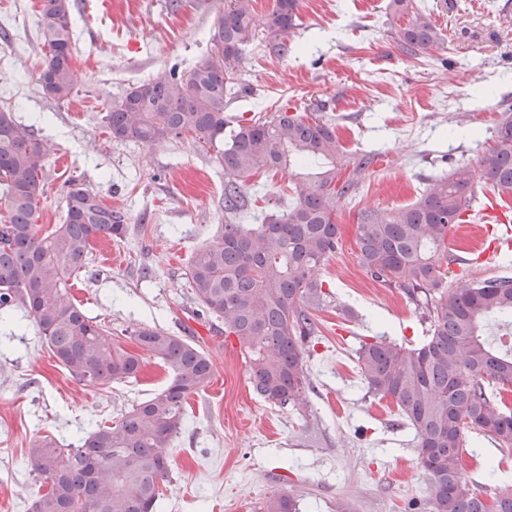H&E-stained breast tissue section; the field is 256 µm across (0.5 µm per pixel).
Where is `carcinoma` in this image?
<instances>
[{"label":"carcinoma","mask_w":512,"mask_h":512,"mask_svg":"<svg viewBox=\"0 0 512 512\" xmlns=\"http://www.w3.org/2000/svg\"><path fill=\"white\" fill-rule=\"evenodd\" d=\"M70 9V0H43L39 22L45 54L35 82L56 102L68 100L77 82ZM388 10L408 17L394 32L406 55L444 44L433 13L448 11V0H434L430 9L389 0ZM299 20V0H274L261 17L252 0H227L212 34L224 45L222 63L164 69L130 87L102 117L115 141L152 145L190 135L224 163V223L195 250L185 276L196 314L224 322V336L235 339L249 364L254 391L280 408L303 398L315 312L330 296L317 273L339 245L338 203L359 196L371 163L366 155L342 159L336 125L321 117L227 114L232 100L253 92L235 78L248 44L259 38L269 55L286 59L301 51L289 41ZM50 152L11 108L0 107V322L24 311L51 356L80 383L133 380L145 354L162 363L170 380L118 420L96 425L77 448L65 450L50 435L31 441L27 461L44 482L31 512H156L170 473L165 449L181 430L189 398L210 384L213 366L189 337L156 326L133 332L136 350L114 345L110 329L71 298L70 277L86 270L92 241L121 240L129 226L123 211L77 187L65 196L63 223L41 232L36 212ZM294 167L295 201L284 206L266 198L258 206L252 179ZM480 180L499 197H512L509 117L476 165L463 163L431 180L405 206L358 212L361 267L399 289L428 324L416 346L385 336L361 341L357 363L366 394L390 400L401 425L414 431L430 512H512L511 487L490 491L463 471V454L475 445L472 430L512 450V411L493 404L512 387V346L488 334L493 320L502 334L512 333V276L463 279L450 288L438 270L448 233L473 210ZM266 512H298L297 501L274 495Z\"/></svg>","instance_id":"1"}]
</instances>
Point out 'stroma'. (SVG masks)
Segmentation results:
<instances>
[{"mask_svg": "<svg viewBox=\"0 0 512 512\" xmlns=\"http://www.w3.org/2000/svg\"><path fill=\"white\" fill-rule=\"evenodd\" d=\"M389 0H300L301 50L282 61L249 51L237 76L254 88L230 103L251 119L280 109L312 112L336 125L347 152L370 151L361 204L382 210L412 203L430 179L476 163L512 116V0H454L436 14L444 46L406 56L391 37ZM225 0H73L79 80L55 103L35 83L43 63L36 21L41 0H0V107L53 146L45 166L39 228L62 223L72 186L97 192L130 226L118 241L92 248L72 295L112 340L159 326L193 334L213 365L208 387L190 397L185 425L167 450L170 476L157 512H265L273 495H293L299 512H406L423 500L412 431L397 427L393 405L365 396L356 351L366 336L412 345L427 326L396 289L359 265L355 210L341 206V245L319 276L333 298L318 313L320 339L306 358L307 385L293 408L255 395L236 341L224 324L191 313L185 262L224 221V165L192 137L155 145L116 142L102 117L110 102L158 69H187L213 49ZM123 254L107 265V251ZM169 374L145 359L137 380L102 389L74 380L41 343L34 325L0 327V512H28L41 485L27 462L42 435L77 444L95 424L164 387ZM479 485H512V452L481 438L465 456Z\"/></svg>", "mask_w": 512, "mask_h": 512, "instance_id": "1", "label": "stroma"}]
</instances>
